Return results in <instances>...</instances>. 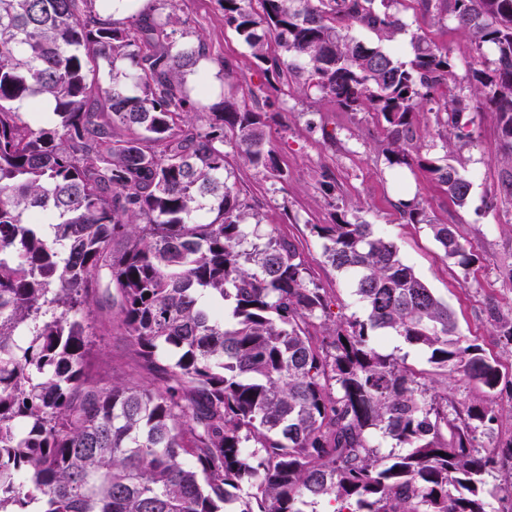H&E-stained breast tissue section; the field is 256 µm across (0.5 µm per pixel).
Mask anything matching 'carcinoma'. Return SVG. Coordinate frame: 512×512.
Listing matches in <instances>:
<instances>
[{
  "instance_id": "1",
  "label": "carcinoma",
  "mask_w": 512,
  "mask_h": 512,
  "mask_svg": "<svg viewBox=\"0 0 512 512\" xmlns=\"http://www.w3.org/2000/svg\"><path fill=\"white\" fill-rule=\"evenodd\" d=\"M216 2L257 67L375 113L388 163L417 165L460 207L473 183L419 153L416 114L442 96L460 130L488 106L511 164L488 204L512 197V0H407L495 50L473 100L448 93L456 63L425 34L407 63L351 34L394 41L385 0ZM183 25L174 0L121 21L110 0H0V512H494L512 488L486 475L512 464V440L481 453L499 411L451 415L447 389L494 392L501 365L394 242L343 215L313 230L366 316L331 319L298 243L246 223L224 181L228 131L279 174L266 113L228 96L205 120L209 51ZM400 215L476 262L451 225L405 202ZM102 294L152 381L90 372ZM491 317L511 345L512 317ZM390 333L436 377L382 352Z\"/></svg>"
}]
</instances>
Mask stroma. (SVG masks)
Masks as SVG:
<instances>
[{"label": "stroma", "instance_id": "obj_1", "mask_svg": "<svg viewBox=\"0 0 512 512\" xmlns=\"http://www.w3.org/2000/svg\"><path fill=\"white\" fill-rule=\"evenodd\" d=\"M189 39L203 38L212 56L206 70L211 84L210 103L234 95L246 107L266 109V134L284 172L283 178L258 173L244 162L233 142H225L227 182L247 205L252 221L262 230L295 239L307 261L311 279L328 289L333 313L349 318L364 316L362 303L348 277L326 261L322 241L311 230L315 224L333 223L337 214L375 225L392 240L403 259L453 311L460 332L475 340L488 357L497 359L507 381H512V353L504 346L490 317L491 309L512 314V202L487 210L484 200L496 189L505 161L497 135L496 118L488 109L469 112L463 139L448 140L438 131L434 112L418 118L424 132L421 152L435 160H447L473 180L471 197L460 207L448 199L440 184L418 167H394L382 153L383 130L368 112H345L319 93L292 81L269 98L254 99L258 87L269 84L255 67L249 50L236 32L225 25L215 0H176ZM405 24L391 48L403 62L412 58L411 35L428 32L456 64L453 93L470 95L472 68L491 65V49H476L470 37L452 23L428 27L399 0L390 6ZM229 70H222L221 61ZM409 201L424 209L431 220L452 225L462 242L471 247L477 261L462 269L444 258L428 227L401 218L396 205ZM97 334L90 354L92 373L111 382L121 376L150 380L151 375L135 356L126 336L109 322L107 311L94 317ZM482 401L501 408L503 415L480 437L491 449L512 438V390L485 393L465 381L448 385L449 407Z\"/></svg>", "mask_w": 512, "mask_h": 512}]
</instances>
